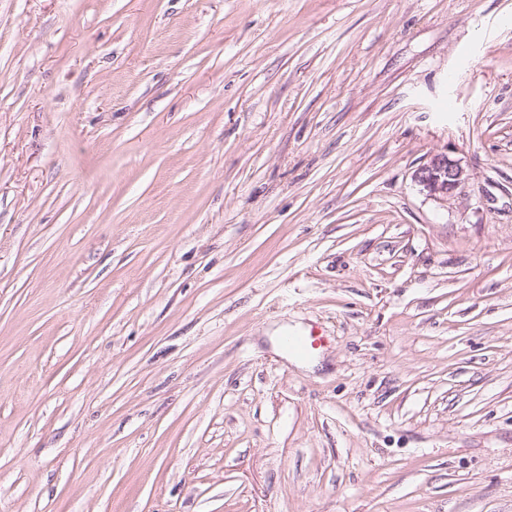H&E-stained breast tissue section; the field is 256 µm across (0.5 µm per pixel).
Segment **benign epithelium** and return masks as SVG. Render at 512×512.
<instances>
[{"label":"benign epithelium","instance_id":"obj_1","mask_svg":"<svg viewBox=\"0 0 512 512\" xmlns=\"http://www.w3.org/2000/svg\"><path fill=\"white\" fill-rule=\"evenodd\" d=\"M412 178L427 196L446 203L462 194L468 171L455 151L444 149L428 155Z\"/></svg>","mask_w":512,"mask_h":512}]
</instances>
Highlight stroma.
<instances>
[{"label": "stroma", "mask_w": 512, "mask_h": 512, "mask_svg": "<svg viewBox=\"0 0 512 512\" xmlns=\"http://www.w3.org/2000/svg\"><path fill=\"white\" fill-rule=\"evenodd\" d=\"M0 512H512V0H0ZM454 154L456 152L448 150V147L433 152L412 175L427 196L442 203L460 196L469 179L463 160ZM325 342V336L311 330L303 336H288L289 351L299 357H307L317 351Z\"/></svg>", "instance_id": "1"}]
</instances>
